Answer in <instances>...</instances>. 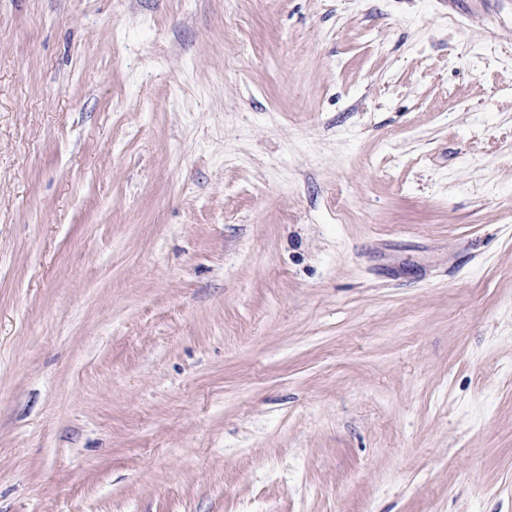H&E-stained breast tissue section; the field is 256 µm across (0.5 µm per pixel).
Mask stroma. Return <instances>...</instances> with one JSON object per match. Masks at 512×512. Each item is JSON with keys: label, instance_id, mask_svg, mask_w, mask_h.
Here are the masks:
<instances>
[{"label": "stroma", "instance_id": "1", "mask_svg": "<svg viewBox=\"0 0 512 512\" xmlns=\"http://www.w3.org/2000/svg\"><path fill=\"white\" fill-rule=\"evenodd\" d=\"M0 512H512V0H0Z\"/></svg>", "mask_w": 512, "mask_h": 512}]
</instances>
